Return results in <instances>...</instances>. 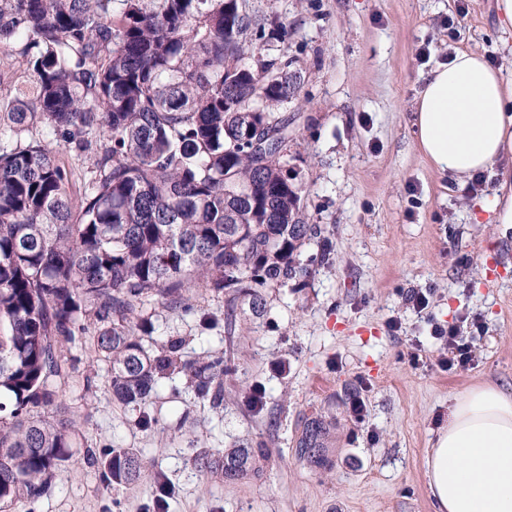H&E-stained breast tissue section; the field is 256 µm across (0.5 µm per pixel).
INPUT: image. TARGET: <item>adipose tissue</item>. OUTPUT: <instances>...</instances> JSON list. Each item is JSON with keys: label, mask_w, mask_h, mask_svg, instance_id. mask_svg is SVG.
Segmentation results:
<instances>
[{"label": "adipose tissue", "mask_w": 512, "mask_h": 512, "mask_svg": "<svg viewBox=\"0 0 512 512\" xmlns=\"http://www.w3.org/2000/svg\"><path fill=\"white\" fill-rule=\"evenodd\" d=\"M413 125L440 175L512 163V78L478 52H456L427 78ZM423 468L436 512H512V395L481 386L457 396Z\"/></svg>", "instance_id": "adipose-tissue-1"}]
</instances>
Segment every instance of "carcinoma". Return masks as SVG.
Returning <instances> with one entry per match:
<instances>
[{
  "label": "carcinoma",
  "mask_w": 512,
  "mask_h": 512,
  "mask_svg": "<svg viewBox=\"0 0 512 512\" xmlns=\"http://www.w3.org/2000/svg\"><path fill=\"white\" fill-rule=\"evenodd\" d=\"M265 26L238 0H0L3 52L21 58L28 90L0 125V512L50 493L73 461L90 414L64 402L77 351L94 330L112 400L142 405L182 375L217 405L224 356L183 359L184 341L149 349L151 309L194 310L200 289L255 316L263 290L307 277L308 241L326 263L332 243L308 224L288 155L290 58L263 53ZM64 146L94 156L75 198ZM334 424L304 422L295 457L327 463ZM273 452L200 448L192 463L227 483L260 476ZM108 489L144 468L131 448L87 452Z\"/></svg>",
  "instance_id": "carcinoma-1"
}]
</instances>
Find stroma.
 Returning a JSON list of instances; mask_svg holds the SVG:
<instances>
[{
	"instance_id": "35a3bbf8",
	"label": "stroma",
	"mask_w": 512,
	"mask_h": 512,
	"mask_svg": "<svg viewBox=\"0 0 512 512\" xmlns=\"http://www.w3.org/2000/svg\"><path fill=\"white\" fill-rule=\"evenodd\" d=\"M466 4L461 18L456 0H245L256 19L289 31L270 37L267 54L293 57L301 75L288 106L290 164L331 259L302 284L266 289L265 314H238L231 337L220 323L200 324L204 312L223 318L224 296L198 297L192 313L157 308L150 347L181 336L185 359L220 352L236 366L220 406L178 379L161 380L145 405L113 403L108 362L84 348L93 388L78 381L65 396L91 414L81 447L134 449L141 477L110 494L80 458L50 494L13 512H147L161 477L172 489L167 512H435L423 458L454 398L485 384L512 394V224L481 207L490 191L511 194L512 182L488 175L476 192L459 189L431 169L412 125L425 76L455 49L512 73V30L499 26L496 0ZM426 288L429 307L416 312L405 295ZM436 323L474 337V365L438 366ZM416 346L423 360L414 366L406 353ZM257 384L259 410L245 397ZM311 417L336 424L330 464L317 471L292 451ZM246 439L273 451L261 478L229 484L194 468L195 446Z\"/></svg>"
}]
</instances>
